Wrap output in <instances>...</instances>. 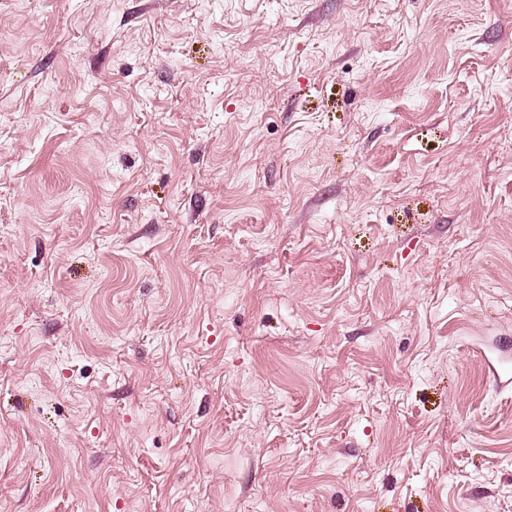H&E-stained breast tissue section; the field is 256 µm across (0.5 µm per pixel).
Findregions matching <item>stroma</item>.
Masks as SVG:
<instances>
[{
	"label": "stroma",
	"instance_id": "obj_1",
	"mask_svg": "<svg viewBox=\"0 0 512 512\" xmlns=\"http://www.w3.org/2000/svg\"><path fill=\"white\" fill-rule=\"evenodd\" d=\"M0 512H512V0H0Z\"/></svg>",
	"mask_w": 512,
	"mask_h": 512
}]
</instances>
